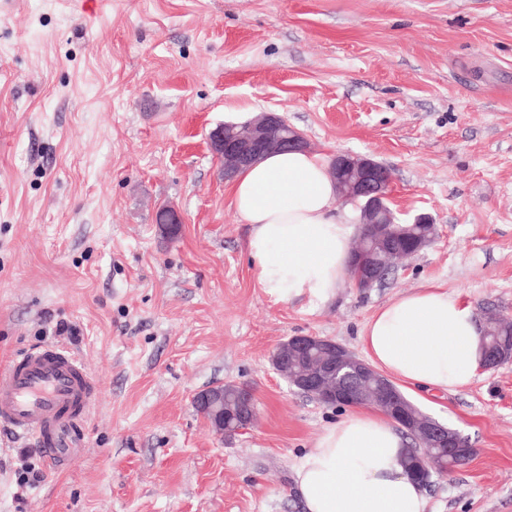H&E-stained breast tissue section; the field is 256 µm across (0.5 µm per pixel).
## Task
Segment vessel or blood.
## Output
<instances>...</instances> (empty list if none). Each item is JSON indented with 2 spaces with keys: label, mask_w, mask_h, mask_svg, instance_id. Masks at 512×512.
Listing matches in <instances>:
<instances>
[{
  "label": "vessel or blood",
  "mask_w": 512,
  "mask_h": 512,
  "mask_svg": "<svg viewBox=\"0 0 512 512\" xmlns=\"http://www.w3.org/2000/svg\"><path fill=\"white\" fill-rule=\"evenodd\" d=\"M96 398L84 366L53 345L16 356L0 371V422L33 439L55 470L81 454L73 427L90 413Z\"/></svg>",
  "instance_id": "1"
}]
</instances>
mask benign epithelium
<instances>
[{
  "label": "benign epithelium",
  "mask_w": 512,
  "mask_h": 512,
  "mask_svg": "<svg viewBox=\"0 0 512 512\" xmlns=\"http://www.w3.org/2000/svg\"><path fill=\"white\" fill-rule=\"evenodd\" d=\"M286 126L285 118L263 113L240 127L220 124L212 129L207 137L208 146L221 163L222 177L233 178L239 170L273 151L308 150L305 136L295 129L285 130ZM331 172L342 188L343 198L359 203L363 224L375 230L378 248L355 253L353 283L365 291L374 287L381 274L376 254L382 253L386 259L394 260L388 237L405 234L408 225L397 223L389 206L391 173L385 165L366 156L339 152L331 161ZM165 209L168 221L163 225V233L176 236L182 226L180 212L173 205ZM415 223L428 227L427 233L417 239V249L421 250L435 240L438 231L428 215L418 216ZM270 362L291 387L325 406L344 407L354 400L374 403L407 424L422 447L443 448L450 459L466 450L467 441L456 429L417 410L404 400L387 377L329 338L312 334L291 336L277 345ZM240 390L236 433L252 426L257 418L251 388L242 384ZM193 405L205 416L213 432L224 435V391L215 386L203 389L194 395Z\"/></svg>",
  "instance_id": "obj_1"
}]
</instances>
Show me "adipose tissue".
I'll return each instance as SVG.
<instances>
[{"label": "adipose tissue", "instance_id": "obj_1", "mask_svg": "<svg viewBox=\"0 0 512 512\" xmlns=\"http://www.w3.org/2000/svg\"><path fill=\"white\" fill-rule=\"evenodd\" d=\"M250 233L246 251L277 302L332 300L353 275L355 215L339 208L328 162L307 151L272 153L227 184ZM480 323L458 296L426 285L388 300L361 335L371 364L392 380L434 392L470 385ZM408 442L382 411L353 406L299 459L294 483L306 512H426L424 489L399 465Z\"/></svg>", "mask_w": 512, "mask_h": 512}]
</instances>
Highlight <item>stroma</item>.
Returning a JSON list of instances; mask_svg holds the SVG:
<instances>
[{
    "mask_svg": "<svg viewBox=\"0 0 512 512\" xmlns=\"http://www.w3.org/2000/svg\"><path fill=\"white\" fill-rule=\"evenodd\" d=\"M262 111L387 166L399 222L436 240L370 290L273 301L206 141ZM426 284L512 314V0H0V368L57 345L98 389L61 472L0 424V512H303L293 467L343 411L271 353L362 355L372 314ZM222 382L258 410L229 441L192 405ZM406 394L474 450L427 512H512V362Z\"/></svg>",
    "mask_w": 512,
    "mask_h": 512,
    "instance_id": "1",
    "label": "stroma"
}]
</instances>
